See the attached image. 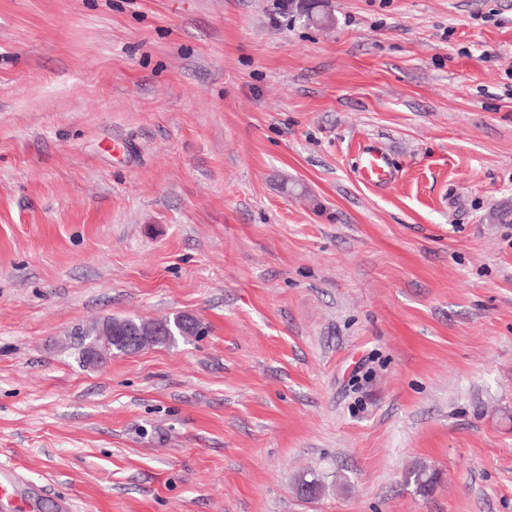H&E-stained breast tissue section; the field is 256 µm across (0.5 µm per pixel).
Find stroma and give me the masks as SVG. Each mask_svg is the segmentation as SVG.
Listing matches in <instances>:
<instances>
[{
    "instance_id": "35a3bbf8",
    "label": "stroma",
    "mask_w": 512,
    "mask_h": 512,
    "mask_svg": "<svg viewBox=\"0 0 512 512\" xmlns=\"http://www.w3.org/2000/svg\"><path fill=\"white\" fill-rule=\"evenodd\" d=\"M301 4L0 0V466L46 506L512 512V0ZM358 171L364 182L383 186L392 182L394 173L387 156L378 148L362 147L358 154ZM104 322H112L116 324H122L129 326L130 329L136 331L137 336H132L126 333L121 326L115 325L112 327V339L107 336H101L100 330ZM170 327L175 333H178L179 337L196 336L200 323L194 320V323L190 325L185 324V315H178L171 320L170 318H164L159 320L146 321L135 317H112L106 318L103 321L96 322L92 326L79 329L74 334V340L71 341L70 347L74 350L75 354L78 355V359L83 363H87L85 357L86 345L93 339H95L97 345L104 350L108 356H112V353L116 354H133L138 352L137 348H133L138 343V336H142L145 347L167 344V342H158L155 336H159L158 328L164 330L165 326ZM181 332V333H179ZM112 341H116L120 344H124L131 347L127 350H122L116 346H113Z\"/></svg>"
}]
</instances>
